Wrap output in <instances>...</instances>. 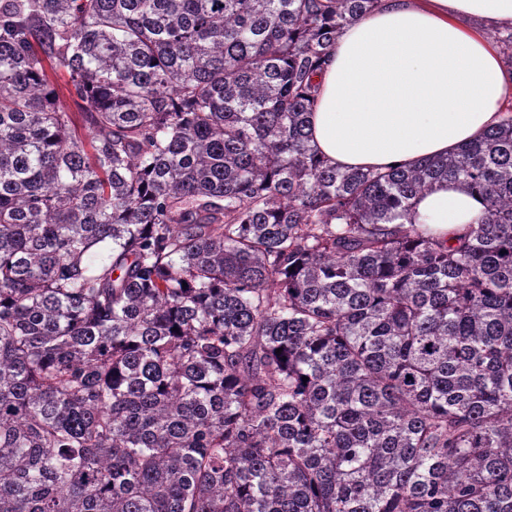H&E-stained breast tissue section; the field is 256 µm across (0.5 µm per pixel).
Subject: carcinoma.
<instances>
[{"instance_id": "1", "label": "carcinoma", "mask_w": 512, "mask_h": 512, "mask_svg": "<svg viewBox=\"0 0 512 512\" xmlns=\"http://www.w3.org/2000/svg\"><path fill=\"white\" fill-rule=\"evenodd\" d=\"M378 2L0 0V512H512V103L318 158ZM442 182L454 243L406 223ZM483 209V202L477 195L454 183L443 182L415 199L411 217L417 225L426 224L435 237L448 239L458 237L469 224H475Z\"/></svg>"}]
</instances>
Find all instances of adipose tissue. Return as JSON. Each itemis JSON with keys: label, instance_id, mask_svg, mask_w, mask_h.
I'll return each instance as SVG.
<instances>
[{"label": "adipose tissue", "instance_id": "1", "mask_svg": "<svg viewBox=\"0 0 512 512\" xmlns=\"http://www.w3.org/2000/svg\"><path fill=\"white\" fill-rule=\"evenodd\" d=\"M473 20L512 26V0H380L344 28L317 77L318 154L342 167H408L498 125L512 69ZM482 212L477 195L443 182L415 199L411 217L443 239Z\"/></svg>", "mask_w": 512, "mask_h": 512}]
</instances>
